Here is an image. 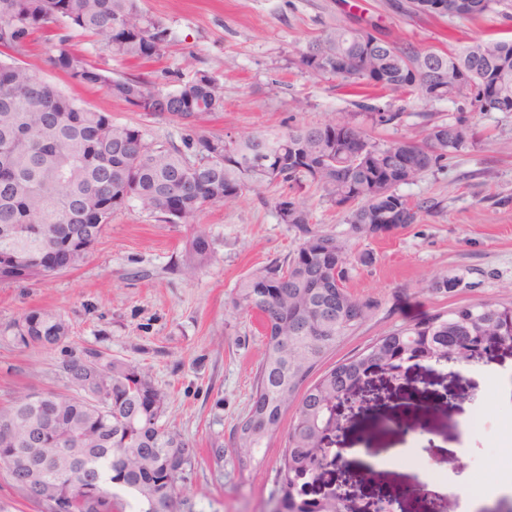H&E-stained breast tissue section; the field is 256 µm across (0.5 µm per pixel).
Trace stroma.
<instances>
[{"label":"stroma","instance_id":"1","mask_svg":"<svg viewBox=\"0 0 512 512\" xmlns=\"http://www.w3.org/2000/svg\"><path fill=\"white\" fill-rule=\"evenodd\" d=\"M392 2L141 0L142 8L161 18L172 34L160 60L139 66L74 42L75 51L90 52L112 75L141 73L166 90L195 72L211 75L223 91L224 109L191 126L173 117L144 115L104 89L71 84L47 64L43 45L30 46L23 58L66 95L162 143H180L192 128L241 136L297 122L320 123L362 108L401 112L398 124L373 130L381 142L417 138L420 114L428 109L448 122L463 115L475 124V144L399 188L412 199L437 201V208L419 223L359 240L358 250L371 251L374 260L353 263L347 286L377 308L326 359L330 367L398 326L464 303L512 302V112L481 113L462 99L428 107L404 94L356 92L310 75L299 63L307 42L339 22L354 27L371 23L388 41L409 40L424 49H448L466 38L511 37L512 0H498L476 21L407 17L392 9ZM280 193L274 186L266 200L248 194L204 211L201 221L215 259L192 282L176 270L190 229L135 210L113 219L78 268L37 280L0 281V407L33 391L63 389L59 353L20 346L12 335L14 322L28 310H55L69 323L71 341L148 367L154 385L167 393L168 424L197 450L195 466L181 485L182 512H270L283 437L271 440L264 468L247 478L230 461L233 448H225L220 462L210 448L215 437L230 440L233 426L245 415L264 356L260 320L233 306L234 290L251 270L287 258L296 245L297 231L281 223L274 208ZM443 277L457 280L453 292L426 291L428 281ZM491 366L512 372V352L487 353L468 376L458 363L434 370L418 363L406 369L401 389L386 375L373 374L363 387V413L395 407L422 389L431 406L445 403L449 409L424 431L374 439L351 435L344 447L365 449L378 467L349 482L341 473H329L324 482H347L354 503L361 506L379 487H398L434 472L445 479L428 494L443 500L472 476L489 485L512 479V470L500 464L495 451L496 427L512 422V398H496L476 378ZM478 412L486 428L462 437L463 416ZM457 440L462 452L448 451L447 443ZM406 447L415 449L418 465L405 457L392 460V453Z\"/></svg>","mask_w":512,"mask_h":512}]
</instances>
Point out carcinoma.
<instances>
[{"label": "carcinoma", "mask_w": 512, "mask_h": 512, "mask_svg": "<svg viewBox=\"0 0 512 512\" xmlns=\"http://www.w3.org/2000/svg\"><path fill=\"white\" fill-rule=\"evenodd\" d=\"M492 0H407L410 15L473 19ZM93 36L109 52L135 62L164 54L169 28L147 14L141 0H0V281L22 282L55 269L47 254L69 244L64 269L84 262L118 214L136 208L170 224L192 228L179 271L188 281L214 260L200 223L210 206L237 199L236 191L265 200L274 184L288 188L274 208L298 231L295 250L250 271L238 284L234 307L255 313L268 337L246 415L232 431V464L239 473L260 465L268 442L284 434L277 473L282 512H336V496L308 501L327 468L347 460L336 447V400L371 368L452 353L465 362L477 347L512 351V304L481 301L403 325L318 378L327 355L366 323L374 303L346 286L357 241L418 223L435 208L398 188L442 165L448 154L475 142L468 118L452 123L433 112L418 140L377 141L369 129L397 122L399 112H347L318 124L245 136L191 130L182 145L160 144L137 127L117 124L44 81L16 55L37 39L51 43V64L72 82L106 88L146 115L192 122L224 110L215 79L198 71L175 91L146 76L114 78L97 61L69 48L73 34ZM374 30L336 24L300 55L311 75L350 89L414 94L426 104L462 98L480 112H512V41L476 40L447 51L411 41L389 43ZM365 116L370 128L359 122ZM410 154L415 167L397 159ZM315 188L347 213V233L314 227L298 199ZM64 317L31 309L13 325L22 346L59 350L66 390L33 392L0 409V467L40 512H177L180 484L196 450L168 426L167 394L149 371L103 348L69 341ZM293 409L287 431L282 418Z\"/></svg>", "instance_id": "carcinoma-1"}]
</instances>
